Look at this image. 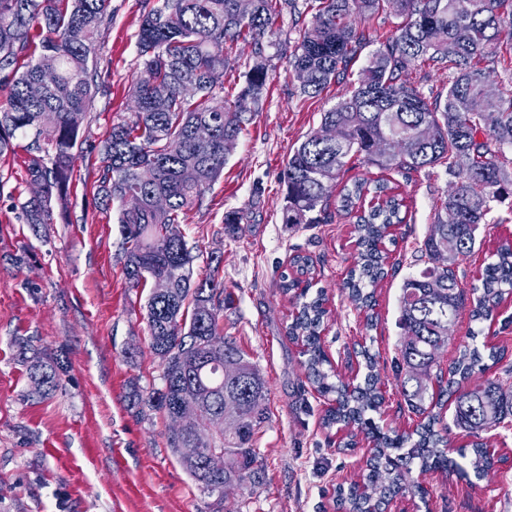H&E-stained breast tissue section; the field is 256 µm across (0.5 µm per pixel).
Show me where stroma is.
<instances>
[{
	"label": "stroma",
	"instance_id": "35a3bbf8",
	"mask_svg": "<svg viewBox=\"0 0 512 512\" xmlns=\"http://www.w3.org/2000/svg\"><path fill=\"white\" fill-rule=\"evenodd\" d=\"M155 2L111 0L112 19L95 44L107 90L80 127L83 144L100 143L114 123L130 117L142 73L137 33ZM310 17L306 0H295L278 19L265 49L269 93L222 176L182 221L188 243L204 253L197 277H205L208 255L220 257L233 295L224 334L267 383L270 418L254 442L262 483L239 486L222 499L204 494L166 444L167 418L130 399L132 386L158 389L163 382L145 318L150 290L130 287L124 273L119 211L97 208L96 167L80 158L67 218L23 223L17 202L30 194L29 140L20 135L13 152L0 156V512H337L335 487L361 479L375 443L356 427L323 423L333 401L307 379L301 347L288 334L294 299L280 288V275L298 252L314 262L312 290L326 295L322 345L336 374L360 381L359 350L369 347L384 398L376 424L386 433H409L421 422V414L408 410L395 372L398 297L404 280L429 264L422 247L449 176L442 166L398 173L350 160L340 183L385 178L404 197L406 214L382 246L385 276L374 288L373 309L356 308L344 288L357 257L350 219L282 221L281 176L290 151L350 88L342 80L316 98L299 94L288 58ZM231 210L241 217L233 234L224 230ZM479 238L480 248L456 266L465 289L499 246L512 243V205H499ZM37 355L58 362L60 378L40 401L28 396V362ZM484 443L507 462L478 486L450 470L432 471L426 499L395 498L391 512H512V424L486 433Z\"/></svg>",
	"mask_w": 512,
	"mask_h": 512
}]
</instances>
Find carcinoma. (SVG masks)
Returning <instances> with one entry per match:
<instances>
[{
    "label": "carcinoma",
    "instance_id": "carcinoma-1",
    "mask_svg": "<svg viewBox=\"0 0 512 512\" xmlns=\"http://www.w3.org/2000/svg\"><path fill=\"white\" fill-rule=\"evenodd\" d=\"M291 0H252L243 17L237 0H157L143 17L137 35L142 68L150 81L133 88L134 110L112 125L107 137L87 150L98 170V200L104 209L123 203L126 194L142 197L136 211L121 206L124 273L131 287L159 277L172 288L164 295L150 293L146 305L150 347L162 367L163 387L131 390L135 404L171 417L186 402H196L206 417L224 414V397L237 404V430L196 439L204 455L181 460L200 489L224 497V480L238 485L261 483L262 466L254 437L269 421L268 388L260 370L232 339L224 337L226 288L220 266L209 257V274L195 280L198 247L181 227L188 209L202 202L205 192L224 171L228 153L224 144H237L254 112L268 92L270 76L264 59V39ZM311 19L300 32L288 64L306 70L308 84L301 95L314 98L334 81L352 74L359 52L370 42L365 23L392 9L401 22L382 36L368 64L357 72L349 94L322 112L320 126L334 125L342 141L329 144L313 130L289 155L282 173L285 186V224H321L328 220L329 199L336 180L351 159L367 166L399 172H418L448 165V194L437 208L434 224L424 240L429 260L448 252V265H432L404 281L399 298L402 330L397 362L401 394L409 410L428 419L412 434H387L375 426L383 397L378 390L376 358L361 352L364 383L352 387L334 378L322 349L320 331L326 316L325 296L300 287L299 276L312 273L308 255L295 254L296 275H282V289L293 293L296 315L289 334L302 341L308 379L322 394L335 395L328 410L331 428L357 425L376 441L362 482L335 489L343 512H380L397 496H426L413 476L448 468L469 484L484 479L494 466L485 452L481 433L512 420V362L504 363L503 379L466 388L463 382L486 370L484 359L503 363L502 350L485 349L482 330L472 329L457 347L458 355L443 373L439 354L448 348L450 327L464 307L454 266L475 252L478 231L498 205L512 199V94L488 79L482 64L506 51L512 56V0H308ZM110 0H0V88L8 90L0 105V155L12 149L16 135L32 137L27 164L30 183L39 192L20 202L26 224H51L54 212L66 207L75 162L80 156V126L74 112H88L101 92L95 57V39L112 19ZM469 29L467 41L456 31ZM254 48L255 61L244 73L235 94H219L231 54L238 43ZM26 66H18L20 59ZM431 62L449 69L448 89L434 99L404 79L408 67ZM480 98L496 113L495 124L484 128L470 101ZM208 123L213 137L201 144L194 128ZM425 123L428 139L415 136ZM404 199L389 181L357 179L344 185L336 210L355 219L359 253L346 282L355 305L372 308L369 288L385 275L379 244L387 229L404 221ZM458 212L454 224L443 223L442 213ZM512 295V244L500 247L487 263L481 286L472 288L471 321L481 323ZM223 340L215 351L210 340ZM232 360L234 378L224 377L211 361ZM429 372L435 385L418 374ZM35 389L48 396L56 387L57 367L36 356L29 365ZM453 399L451 424L442 410ZM460 429L476 438L471 448L448 459V430ZM224 449L229 459L222 474L210 472L205 453Z\"/></svg>",
    "mask_w": 512,
    "mask_h": 512
}]
</instances>
